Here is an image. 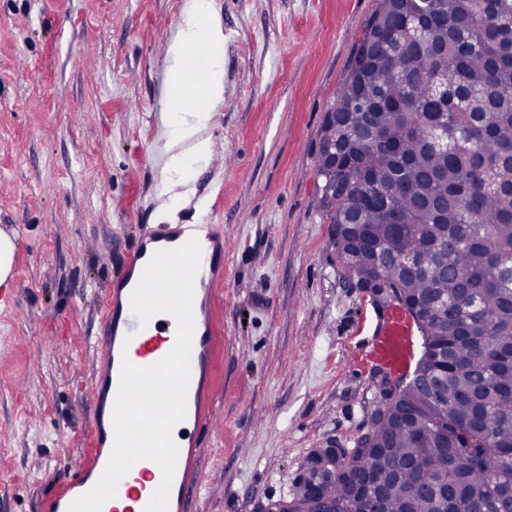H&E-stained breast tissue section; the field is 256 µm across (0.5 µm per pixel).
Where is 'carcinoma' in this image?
Here are the masks:
<instances>
[{
    "label": "carcinoma",
    "instance_id": "carcinoma-1",
    "mask_svg": "<svg viewBox=\"0 0 512 512\" xmlns=\"http://www.w3.org/2000/svg\"><path fill=\"white\" fill-rule=\"evenodd\" d=\"M415 9L380 0L365 23L373 56L359 64L356 44L329 108L343 121L320 130L342 156H318L315 174L343 278L377 279L383 303L412 317L414 372L446 380L447 398L408 373L396 394L381 382L366 440L336 449L334 470L314 469V452L290 512H362L368 479L383 512H497L512 483V0Z\"/></svg>",
    "mask_w": 512,
    "mask_h": 512
}]
</instances>
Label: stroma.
<instances>
[{
    "mask_svg": "<svg viewBox=\"0 0 512 512\" xmlns=\"http://www.w3.org/2000/svg\"><path fill=\"white\" fill-rule=\"evenodd\" d=\"M187 0H0V231L19 234L0 304V512L44 499L88 455L89 393L108 282L173 206L232 248L215 287L219 342L193 512H265L307 458L365 431L381 373L414 369L422 336L348 286L315 167L325 115L379 0H215L224 97L211 155L165 170L162 100Z\"/></svg>",
    "mask_w": 512,
    "mask_h": 512,
    "instance_id": "35a3bbf8",
    "label": "stroma"
}]
</instances>
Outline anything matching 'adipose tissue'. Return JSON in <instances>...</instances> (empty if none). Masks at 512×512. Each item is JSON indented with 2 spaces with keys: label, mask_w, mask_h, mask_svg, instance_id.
<instances>
[{
  "label": "adipose tissue",
  "mask_w": 512,
  "mask_h": 512,
  "mask_svg": "<svg viewBox=\"0 0 512 512\" xmlns=\"http://www.w3.org/2000/svg\"><path fill=\"white\" fill-rule=\"evenodd\" d=\"M169 56L167 171L176 182L187 184L195 165L210 152L204 132L214 104L224 95V31L214 0H188Z\"/></svg>",
  "instance_id": "1"
}]
</instances>
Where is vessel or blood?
<instances>
[{
    "label": "vessel or blood",
    "instance_id": "1",
    "mask_svg": "<svg viewBox=\"0 0 512 512\" xmlns=\"http://www.w3.org/2000/svg\"><path fill=\"white\" fill-rule=\"evenodd\" d=\"M193 237L201 245L200 266L194 279L193 317L202 329L192 337L185 415L191 429L186 437L193 447H201L203 434L211 428V414L204 405V394L216 338L214 320L205 305L214 297V273L224 265V232L216 224H164L140 234L125 260L123 275L107 291L108 314L103 333L98 338L100 365L95 377L90 419L95 449L88 461L75 465V477L67 488L47 499V507L53 508L54 512H68L75 500L95 486L108 464L109 456L104 446L113 441L114 433L106 429L105 419L113 414L123 361L148 367L174 348L178 329L176 318L161 312L147 323H140L131 308V295L156 252L178 248ZM161 482L159 465L150 459L139 460L120 479L115 497L103 504L101 512H145ZM200 490L196 460L188 459L186 453H179L167 512H190Z\"/></svg>",
    "mask_w": 512,
    "mask_h": 512
}]
</instances>
